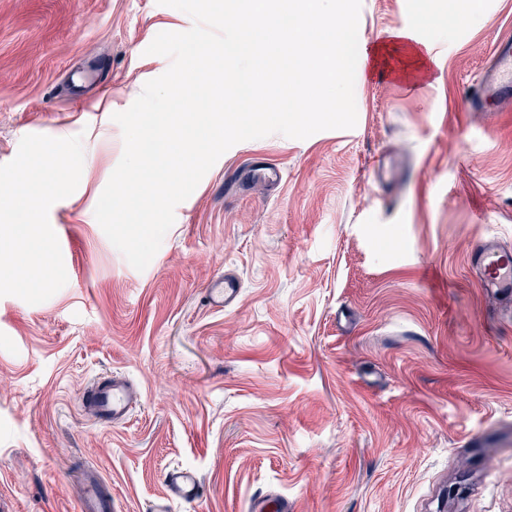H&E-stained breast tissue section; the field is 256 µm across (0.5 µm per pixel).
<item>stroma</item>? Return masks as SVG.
Here are the masks:
<instances>
[{"label":"stroma","mask_w":512,"mask_h":512,"mask_svg":"<svg viewBox=\"0 0 512 512\" xmlns=\"http://www.w3.org/2000/svg\"><path fill=\"white\" fill-rule=\"evenodd\" d=\"M359 43L410 31L427 77L356 69L357 124L227 150L144 271L94 210L123 154L114 113L189 30L156 0H0V165L25 135L81 136L79 185L55 203L67 283L0 297V512H78L95 470L116 512H148L166 472L195 469L173 512H512V322L469 260L512 248V109L471 111L512 0L468 21L448 0H343ZM282 171L254 173L255 158ZM239 300L204 299L224 272ZM121 373L142 402L123 425L84 396Z\"/></svg>","instance_id":"1"}]
</instances>
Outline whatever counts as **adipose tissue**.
<instances>
[{
	"mask_svg": "<svg viewBox=\"0 0 512 512\" xmlns=\"http://www.w3.org/2000/svg\"><path fill=\"white\" fill-rule=\"evenodd\" d=\"M338 0H224V21L239 25L220 52L223 66L197 60L180 85L196 103L181 114L156 110L136 118L134 154L144 177L119 200L153 204L177 192L169 170L187 144L221 151L224 124H242L261 112L289 111L298 123L345 111L346 74L355 60L403 78L428 72L419 42L405 29L391 30L373 47L358 45ZM247 56L252 67L234 68Z\"/></svg>",
	"mask_w": 512,
	"mask_h": 512,
	"instance_id": "adipose-tissue-1",
	"label": "adipose tissue"
}]
</instances>
